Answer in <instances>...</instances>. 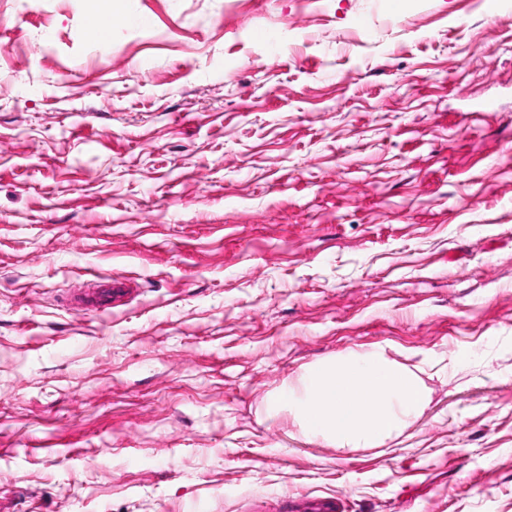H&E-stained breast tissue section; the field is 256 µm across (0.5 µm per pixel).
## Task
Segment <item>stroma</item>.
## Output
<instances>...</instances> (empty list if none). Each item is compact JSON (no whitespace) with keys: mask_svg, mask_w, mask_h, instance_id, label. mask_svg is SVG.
<instances>
[{"mask_svg":"<svg viewBox=\"0 0 512 512\" xmlns=\"http://www.w3.org/2000/svg\"><path fill=\"white\" fill-rule=\"evenodd\" d=\"M109 4L0 0V504L512 512V0ZM378 346L391 446L271 414ZM133 291L131 282L118 279H102L93 288H89L73 297V308L93 311H112L118 302L127 298Z\"/></svg>","mask_w":512,"mask_h":512,"instance_id":"35a3bbf8","label":"stroma"}]
</instances>
